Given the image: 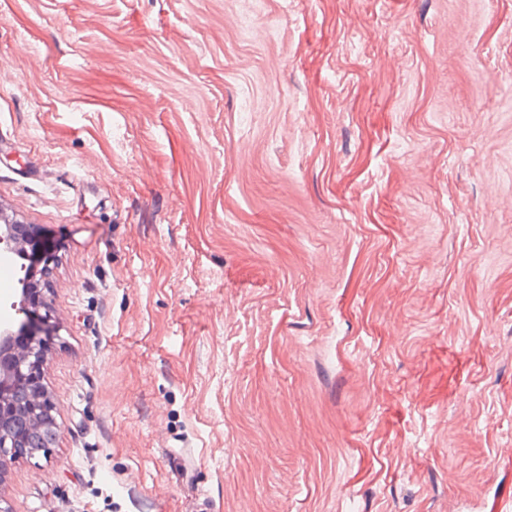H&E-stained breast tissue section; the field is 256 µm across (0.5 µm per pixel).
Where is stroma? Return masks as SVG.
Instances as JSON below:
<instances>
[{
	"label": "stroma",
	"instance_id": "obj_1",
	"mask_svg": "<svg viewBox=\"0 0 512 512\" xmlns=\"http://www.w3.org/2000/svg\"><path fill=\"white\" fill-rule=\"evenodd\" d=\"M0 65L60 427L0 504L512 496V0H0Z\"/></svg>",
	"mask_w": 512,
	"mask_h": 512
}]
</instances>
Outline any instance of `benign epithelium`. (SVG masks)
Wrapping results in <instances>:
<instances>
[{"label": "benign epithelium", "mask_w": 512, "mask_h": 512, "mask_svg": "<svg viewBox=\"0 0 512 512\" xmlns=\"http://www.w3.org/2000/svg\"><path fill=\"white\" fill-rule=\"evenodd\" d=\"M30 241L22 233V225L7 219L0 209V254H21ZM37 284L30 277L22 278L20 294L10 305L17 315L25 317L24 325L30 335L23 343L15 341L14 334L3 328L0 330V376H5L14 387L27 390V407L44 419L46 439L41 451L51 448L59 435V426L51 414V404L38 383L45 352V343L38 338L39 325L33 323L36 302L32 298ZM29 427L20 421L14 407L0 405V471L5 469L17 455L27 453L29 448Z\"/></svg>", "instance_id": "obj_1"}]
</instances>
